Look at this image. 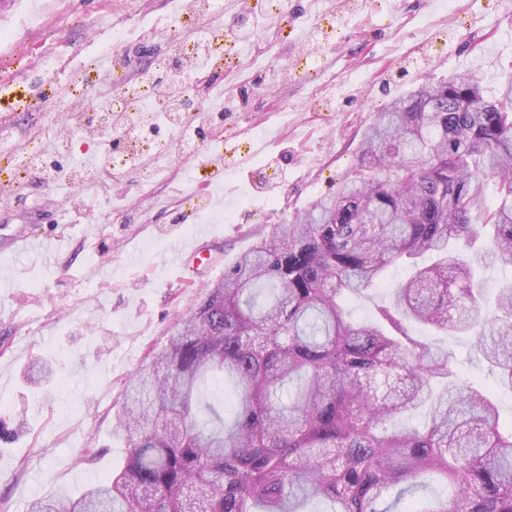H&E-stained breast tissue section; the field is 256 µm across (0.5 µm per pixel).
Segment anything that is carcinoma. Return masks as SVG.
Returning a JSON list of instances; mask_svg holds the SVG:
<instances>
[{
    "mask_svg": "<svg viewBox=\"0 0 512 512\" xmlns=\"http://www.w3.org/2000/svg\"><path fill=\"white\" fill-rule=\"evenodd\" d=\"M484 236L465 260L457 245ZM511 262L512 81L489 98L470 72L425 80L375 113L355 175L225 267L132 378L123 466L28 512H512V423L447 349L402 331L476 337L512 389V281L483 319L477 271ZM398 264L410 274L379 318L350 321L349 298ZM52 374L44 359L31 384ZM228 376L226 430L202 386ZM422 406L424 426L404 421ZM429 480L430 507H400Z\"/></svg>",
    "mask_w": 512,
    "mask_h": 512,
    "instance_id": "1",
    "label": "carcinoma"
}]
</instances>
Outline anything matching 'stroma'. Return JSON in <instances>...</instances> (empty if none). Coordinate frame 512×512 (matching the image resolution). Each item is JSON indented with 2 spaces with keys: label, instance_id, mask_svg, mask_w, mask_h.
<instances>
[{
  "label": "stroma",
  "instance_id": "stroma-1",
  "mask_svg": "<svg viewBox=\"0 0 512 512\" xmlns=\"http://www.w3.org/2000/svg\"><path fill=\"white\" fill-rule=\"evenodd\" d=\"M122 2L15 0L0 14V29L19 44L0 42V77L51 52L66 59L67 74H80L105 50L87 28L101 20L121 31L117 51L130 76L148 73L163 44L142 36L182 0H148L133 18ZM249 2L263 17L266 65L228 73L214 89L226 102L240 83L255 87L247 109L224 122L225 132L253 144L237 165L224 168L211 152L166 161L145 154L137 166L151 181L105 170L73 184L72 169L101 162L109 150L106 131L59 157L55 179L30 173L21 190L26 207L0 210V250L20 226L59 243L37 258L0 261V417L26 422L22 434L0 441V512H26L49 494L77 496L121 466L126 439L113 426L129 380L151 368L202 285L354 173L362 132L391 96L463 71L479 76L489 97L512 80V0H373L369 15L345 0H288L287 14L277 16L265 14L263 0ZM324 9L338 30L316 44L307 23ZM290 64L294 75L282 81ZM320 87L335 95L334 111H306ZM208 191L209 215L183 221L184 196ZM190 243L197 257L175 268L172 253ZM409 332L447 347L459 377L493 388L502 420L512 419V390L497 384L468 337H435L419 325ZM34 356L54 368L39 392L24 378ZM90 449L96 460L76 466Z\"/></svg>",
  "mask_w": 512,
  "mask_h": 512
}]
</instances>
